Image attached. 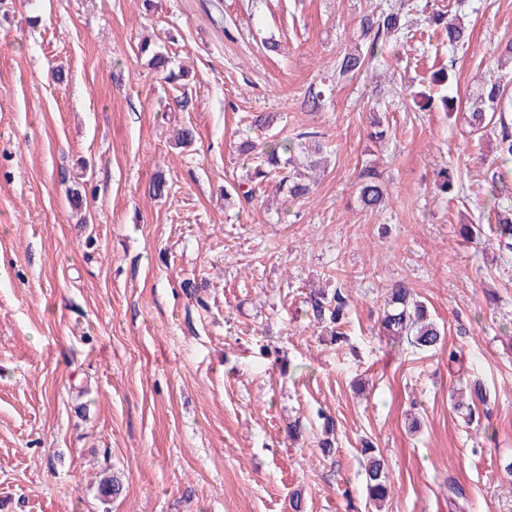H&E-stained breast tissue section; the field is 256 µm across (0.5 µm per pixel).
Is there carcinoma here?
<instances>
[{
	"instance_id": "cac0c4a2",
	"label": "carcinoma",
	"mask_w": 512,
	"mask_h": 512,
	"mask_svg": "<svg viewBox=\"0 0 512 512\" xmlns=\"http://www.w3.org/2000/svg\"><path fill=\"white\" fill-rule=\"evenodd\" d=\"M430 30H439L448 38L451 47H462L470 40V32L464 23L446 12L434 10L423 18ZM411 32V24L400 9L370 10L362 16L359 23V40L363 47H357L341 57L336 64V75L341 79L352 78L359 74L374 60L387 40L398 36L406 38ZM141 52L151 53L149 66L165 78L172 80L185 75L170 67L171 59L161 51H149L142 45ZM504 63L497 65L496 71L488 74L477 86L473 97L471 112L468 116L470 134L482 138L495 132V159L488 168L493 200L488 212V224H466L461 228L467 238L487 234L504 253H512V202L502 204L500 193L512 182V98L507 96L502 74ZM432 82L440 87L436 96L421 93L423 107L449 112L454 106V96L448 93L451 83L447 68L432 74ZM328 88L325 85H311L306 93L304 105L316 112L325 105ZM368 137L380 142L386 138L388 129L386 117L380 112H370L367 117ZM238 152L250 163L245 181L235 185L237 198L252 201L260 186L269 180H277L278 190L291 199L302 198L313 191L314 180L324 163L326 146L321 134L308 129L297 135L294 141L266 142L258 145L250 138L239 143ZM435 190L453 198L461 192L454 174L446 168L437 172ZM356 192L362 208L373 211L385 202V186L381 174L371 166H364L356 183ZM308 308L313 318L330 332L337 341L344 339L343 326L351 308V297L346 289L336 287L331 290L317 289L310 295ZM382 333L393 342H406L413 347L431 351L443 345L445 331L431 319L422 302L416 298L415 290L409 283L401 280L389 288L383 300V309L379 317ZM469 399L458 398L454 408L463 415L469 424L478 415L481 405L487 403V391L480 380L467 384ZM362 467L365 478L366 500L375 509H380L391 492V484L384 468V459L379 449L364 442L361 449ZM120 480L110 476L98 486L101 500L109 502L121 493Z\"/></svg>"
}]
</instances>
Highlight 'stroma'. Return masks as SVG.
<instances>
[{"label":"stroma","instance_id":"obj_1","mask_svg":"<svg viewBox=\"0 0 512 512\" xmlns=\"http://www.w3.org/2000/svg\"><path fill=\"white\" fill-rule=\"evenodd\" d=\"M397 2L0 0V512H292L297 492L304 512H368L366 440L392 484L381 512H512V257L459 232L489 209L495 141L465 114L512 42V0H410L462 17L469 45L389 40L321 110L304 104L360 17ZM145 39L186 82L155 76ZM445 66L456 111L419 110ZM259 113L269 141L321 131L328 166L295 202L231 206ZM182 127L195 137L178 147ZM372 162L373 212L355 191ZM443 167L464 186L452 201L433 191ZM400 280L444 325L441 349L382 335ZM336 286L353 299L340 346L307 312ZM475 377L490 396L469 427L450 394ZM109 474L123 489L105 505ZM360 205L370 211L378 210L385 202V186L374 167L364 166L356 183Z\"/></svg>","mask_w":512,"mask_h":512}]
</instances>
